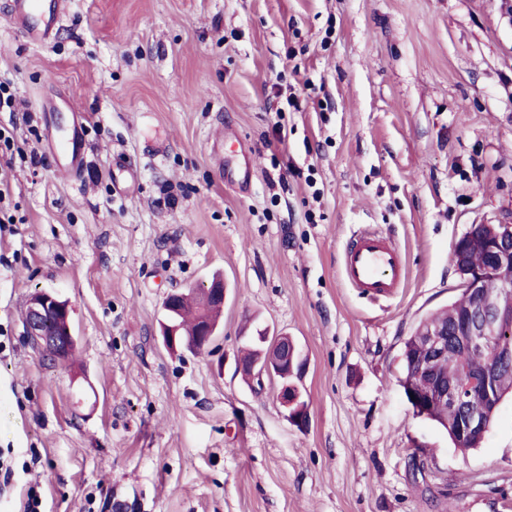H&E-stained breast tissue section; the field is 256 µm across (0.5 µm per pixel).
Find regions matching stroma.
I'll list each match as a JSON object with an SVG mask.
<instances>
[{
    "label": "stroma",
    "mask_w": 512,
    "mask_h": 512,
    "mask_svg": "<svg viewBox=\"0 0 512 512\" xmlns=\"http://www.w3.org/2000/svg\"><path fill=\"white\" fill-rule=\"evenodd\" d=\"M0 0V80L44 149L52 91L86 167L7 175L0 226V489L20 512H512V396L463 454L398 383L406 339L462 292L454 245L512 220V0H70L30 45ZM246 141L254 177L210 149ZM137 168L115 194L111 160ZM393 240L405 278L372 301L341 275L350 236ZM224 279L209 351L164 346L168 293ZM37 290L77 346L26 333ZM296 342L308 421L276 377L237 370L245 323ZM218 174L221 180L226 183L247 185L252 178V157L250 152L242 143H239V150L233 161L219 160Z\"/></svg>",
    "instance_id": "obj_1"
}]
</instances>
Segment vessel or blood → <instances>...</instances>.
Segmentation results:
<instances>
[{
    "instance_id": "b4317fda",
    "label": "vessel or blood",
    "mask_w": 512,
    "mask_h": 512,
    "mask_svg": "<svg viewBox=\"0 0 512 512\" xmlns=\"http://www.w3.org/2000/svg\"><path fill=\"white\" fill-rule=\"evenodd\" d=\"M67 0H8V20L32 45L48 43L65 13ZM80 125L67 127L62 138H49L48 149L58 167L78 175L84 166ZM221 180L246 185L252 178V157L239 148L234 160L218 165ZM341 274L344 281L366 297L378 300L396 293L403 281V263L399 248L387 238L364 231L349 240L343 250Z\"/></svg>"
}]
</instances>
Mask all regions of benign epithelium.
I'll return each mask as SVG.
<instances>
[{"mask_svg":"<svg viewBox=\"0 0 512 512\" xmlns=\"http://www.w3.org/2000/svg\"><path fill=\"white\" fill-rule=\"evenodd\" d=\"M488 269L500 272L512 271V222L499 223L496 244L487 253ZM483 272L464 269V285L471 294V303L463 311L451 329L431 332L422 344L425 361L420 370L427 376L436 374L437 367L448 360V356L466 349L490 347L489 367L475 375L469 386L461 389L452 382L435 380L425 402L439 401L448 405V411L457 418V432L460 437L483 436L489 429L487 419L497 407L492 396V386L496 372L503 367L512 368V346L491 342L499 336L503 327L512 325V300L485 295L481 291ZM69 306H65L57 295L39 290L30 295L26 312L27 334L39 340L42 345L51 347L60 359L66 358L72 346L69 333L50 334L45 324L53 318L66 317ZM297 347L287 336L275 343L262 363H255L249 370L252 375L261 377L275 374L282 379L278 399L289 411L291 420L299 425L307 422V414L300 402V392L288 377L294 375Z\"/></svg>","mask_w":512,"mask_h":512,"instance_id":"1","label":"benign epithelium"}]
</instances>
